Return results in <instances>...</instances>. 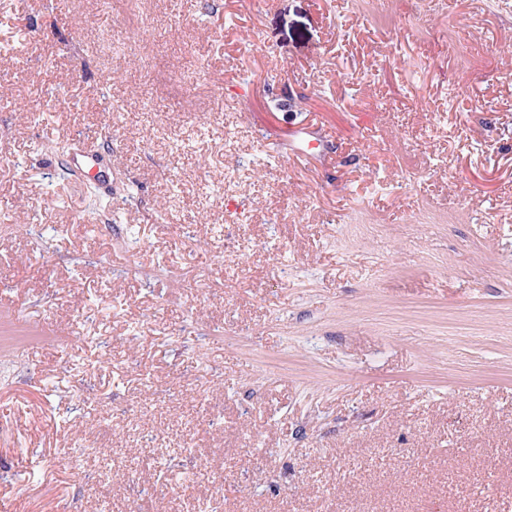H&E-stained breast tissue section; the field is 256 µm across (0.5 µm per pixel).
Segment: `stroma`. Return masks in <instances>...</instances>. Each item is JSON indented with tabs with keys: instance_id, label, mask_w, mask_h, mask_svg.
<instances>
[{
	"instance_id": "35a3bbf8",
	"label": "stroma",
	"mask_w": 512,
	"mask_h": 512,
	"mask_svg": "<svg viewBox=\"0 0 512 512\" xmlns=\"http://www.w3.org/2000/svg\"><path fill=\"white\" fill-rule=\"evenodd\" d=\"M0 512H512V0H0ZM70 171L74 176L81 175L85 172H94L100 185L104 189L110 190V170L102 163L100 157L94 153L76 154L71 161Z\"/></svg>"
}]
</instances>
